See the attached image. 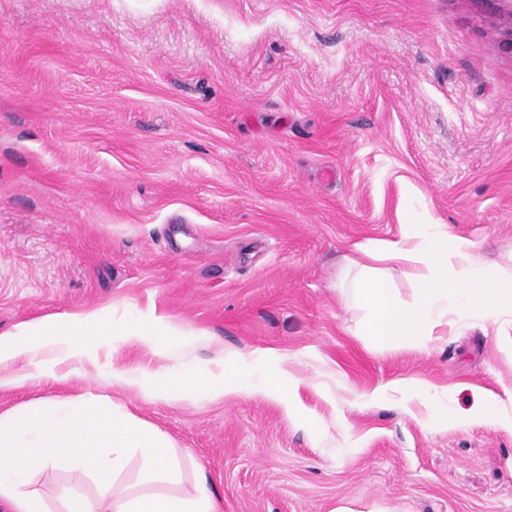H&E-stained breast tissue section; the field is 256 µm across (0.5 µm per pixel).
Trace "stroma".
Returning a JSON list of instances; mask_svg holds the SVG:
<instances>
[{
  "label": "stroma",
  "mask_w": 512,
  "mask_h": 512,
  "mask_svg": "<svg viewBox=\"0 0 512 512\" xmlns=\"http://www.w3.org/2000/svg\"><path fill=\"white\" fill-rule=\"evenodd\" d=\"M500 0H0V332L109 308L120 335L62 387L0 367V412L107 393L204 472L220 512H512V434L424 427L381 383L512 411V327L383 348L339 290L354 246L448 224L512 264V50ZM306 378L314 439L275 400L152 402L112 383L263 350ZM120 331L124 336H134L139 340L143 339L144 336H154V342L156 345H167L174 341V336H182L178 331L157 325L151 321V323H145L143 321H135L128 323L120 328ZM395 393L402 395L401 402L407 410H410V404L413 402L414 396L408 393V386L402 381H388L382 383L367 397L374 400L378 398H388Z\"/></svg>",
  "instance_id": "stroma-1"
}]
</instances>
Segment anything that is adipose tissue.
Returning a JSON list of instances; mask_svg holds the SVG:
<instances>
[{
    "label": "adipose tissue",
    "mask_w": 512,
    "mask_h": 512,
    "mask_svg": "<svg viewBox=\"0 0 512 512\" xmlns=\"http://www.w3.org/2000/svg\"><path fill=\"white\" fill-rule=\"evenodd\" d=\"M355 250L359 257L350 260L348 268L354 273V297L366 312L361 333L376 345H424L447 324L469 319L512 324V267L487 263L480 242L454 233L450 225L405 224L399 239L369 240ZM400 269L407 270L416 285L408 303L400 300L395 288ZM104 330L101 309L18 323L0 332V365L23 360L53 382H68L73 366L89 359L91 338ZM67 361L71 370L60 371V364ZM249 378L257 391L278 400L311 436L323 433V425L300 398L304 378L279 366L256 376L228 354L218 374L112 372L113 382L146 399L189 403L239 392L241 380ZM396 393L406 406L420 400L427 409V423L463 427L485 419L512 432V412L495 393L483 394L475 412L453 417L442 413L438 396L426 386L413 396L406 383L388 381L372 396ZM132 457L141 463L143 485L136 490L119 488L117 482ZM62 467L76 476L92 477L94 494L77 498L65 488L57 494L56 504H49L35 478ZM180 482L171 438L134 413L114 407L108 395L91 399L78 394L0 412V500L12 512H218L215 493L206 482H193L185 491Z\"/></svg>",
    "instance_id": "ef3b65f1"
}]
</instances>
